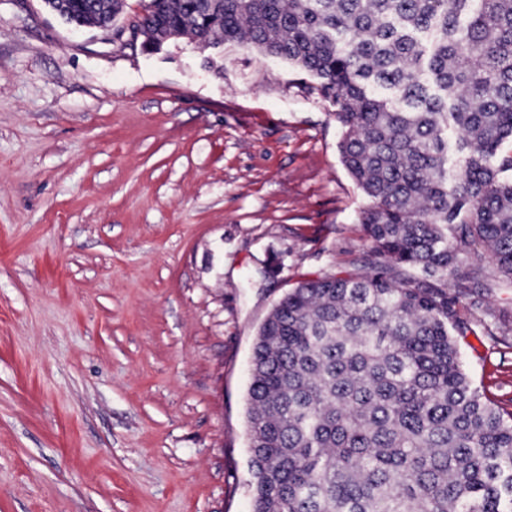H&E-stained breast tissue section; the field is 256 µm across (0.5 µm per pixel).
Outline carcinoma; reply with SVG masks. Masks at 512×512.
<instances>
[{
  "label": "carcinoma",
  "mask_w": 512,
  "mask_h": 512,
  "mask_svg": "<svg viewBox=\"0 0 512 512\" xmlns=\"http://www.w3.org/2000/svg\"><path fill=\"white\" fill-rule=\"evenodd\" d=\"M108 27L122 0H46ZM143 49L180 38L288 62L335 108L367 198L366 271L305 280L258 331L253 512H512V418L453 332L491 253L512 285V0H148Z\"/></svg>",
  "instance_id": "1"
}]
</instances>
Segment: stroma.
<instances>
[{"mask_svg":"<svg viewBox=\"0 0 512 512\" xmlns=\"http://www.w3.org/2000/svg\"><path fill=\"white\" fill-rule=\"evenodd\" d=\"M0 0V512H252L257 332L370 248L342 128L238 46L145 52ZM461 297L472 382L512 412V287Z\"/></svg>","mask_w":512,"mask_h":512,"instance_id":"obj_1","label":"stroma"}]
</instances>
